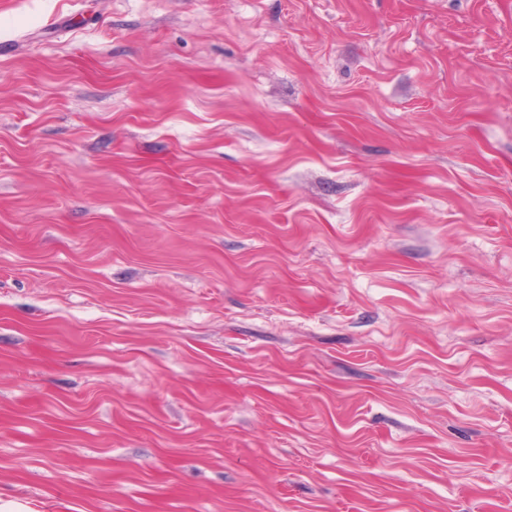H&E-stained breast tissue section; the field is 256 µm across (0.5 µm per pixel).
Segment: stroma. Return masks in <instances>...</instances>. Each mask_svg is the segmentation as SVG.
Segmentation results:
<instances>
[{
    "instance_id": "35a3bbf8",
    "label": "stroma",
    "mask_w": 512,
    "mask_h": 512,
    "mask_svg": "<svg viewBox=\"0 0 512 512\" xmlns=\"http://www.w3.org/2000/svg\"><path fill=\"white\" fill-rule=\"evenodd\" d=\"M512 512V0H0V503Z\"/></svg>"
}]
</instances>
